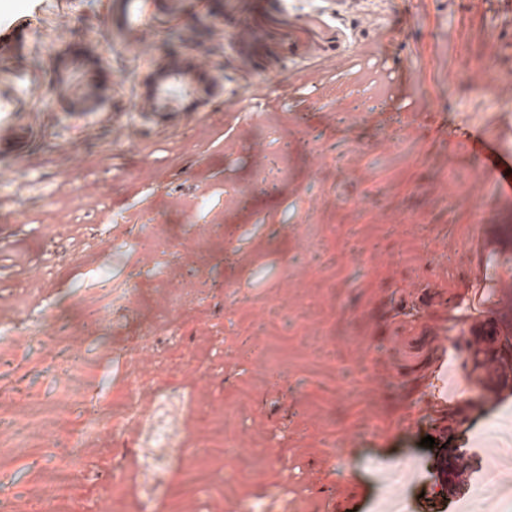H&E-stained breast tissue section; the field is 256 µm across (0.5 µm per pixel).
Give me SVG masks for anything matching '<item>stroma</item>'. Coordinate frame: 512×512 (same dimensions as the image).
<instances>
[{"instance_id":"obj_1","label":"stroma","mask_w":512,"mask_h":512,"mask_svg":"<svg viewBox=\"0 0 512 512\" xmlns=\"http://www.w3.org/2000/svg\"><path fill=\"white\" fill-rule=\"evenodd\" d=\"M0 0V485L31 512L67 474L77 512H168L204 412L262 369L269 324H334L345 369L334 406L296 343L287 378L238 413L223 477L190 512H506L480 492L512 448V377L492 404L465 399L476 358L436 347L474 299L512 360V193L483 160L512 151V0H391L377 55L392 107L353 109L326 74L336 0ZM466 51H459L460 41ZM484 54L493 89L460 80ZM209 60L178 108L152 106L168 64ZM323 74L309 94L302 80ZM482 132L455 154L448 126ZM454 182L455 193L442 189ZM418 260L402 259L403 249ZM170 267H162L167 253ZM333 282L318 309L298 295ZM419 345L402 360L391 339ZM84 362L87 386L70 387ZM134 392H127V383ZM417 407H408V399ZM59 415L21 420L32 402ZM337 422L323 439L324 418ZM433 437L434 447L421 444ZM84 441L83 466L69 442ZM265 441L276 464L251 469Z\"/></svg>"}]
</instances>
